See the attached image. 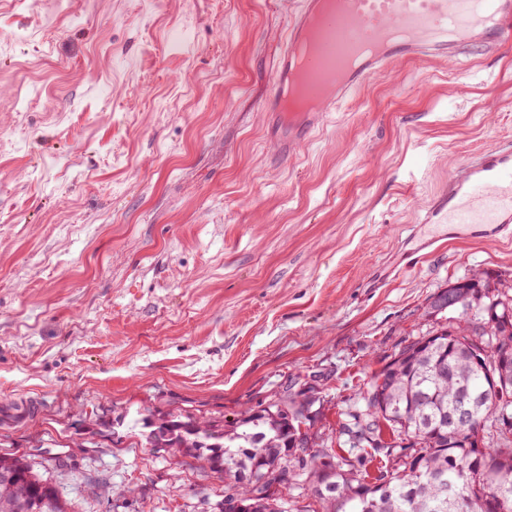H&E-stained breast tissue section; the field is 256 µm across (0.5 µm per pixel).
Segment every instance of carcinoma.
<instances>
[{
    "label": "carcinoma",
    "instance_id": "obj_1",
    "mask_svg": "<svg viewBox=\"0 0 512 512\" xmlns=\"http://www.w3.org/2000/svg\"><path fill=\"white\" fill-rule=\"evenodd\" d=\"M458 289V316L434 326L395 354L338 412L335 444L299 457L294 437L311 448L321 399L287 390L222 426L160 415L146 438L152 448L189 455L227 477L224 492L251 497L253 512H512V434L496 430L512 417V404L492 400L475 406L477 421L457 433L444 426L461 386L478 388L484 372L470 363L463 339L477 325L483 342L512 355V290L490 273L475 270ZM484 447H472L477 432ZM335 472L327 479L321 461ZM385 465L371 476L373 462ZM276 484L279 495L266 494ZM298 494H293V491ZM0 512H68L57 485L23 456L0 454Z\"/></svg>",
    "mask_w": 512,
    "mask_h": 512
}]
</instances>
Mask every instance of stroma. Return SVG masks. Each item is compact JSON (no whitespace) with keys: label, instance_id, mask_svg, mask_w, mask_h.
Returning a JSON list of instances; mask_svg holds the SVG:
<instances>
[{"label":"stroma","instance_id":"1","mask_svg":"<svg viewBox=\"0 0 512 512\" xmlns=\"http://www.w3.org/2000/svg\"><path fill=\"white\" fill-rule=\"evenodd\" d=\"M302 2L0 0V453L70 512H214L223 474L146 418L313 376L328 433L441 288L512 284V241L421 221L512 142V42L371 74L291 158L297 113L264 105Z\"/></svg>","mask_w":512,"mask_h":512}]
</instances>
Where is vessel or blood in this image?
<instances>
[{
	"label": "vessel or blood",
	"instance_id": "b4317fda",
	"mask_svg": "<svg viewBox=\"0 0 512 512\" xmlns=\"http://www.w3.org/2000/svg\"><path fill=\"white\" fill-rule=\"evenodd\" d=\"M512 40V0H305L288 21L271 92L284 100L295 76L316 101L304 113L317 125L367 76L401 59L444 56L456 63L481 47ZM427 219L449 234L494 240L512 235V145L467 158L449 175Z\"/></svg>",
	"mask_w": 512,
	"mask_h": 512
}]
</instances>
